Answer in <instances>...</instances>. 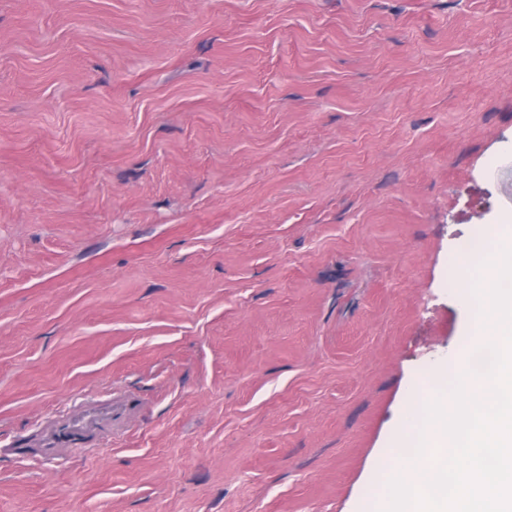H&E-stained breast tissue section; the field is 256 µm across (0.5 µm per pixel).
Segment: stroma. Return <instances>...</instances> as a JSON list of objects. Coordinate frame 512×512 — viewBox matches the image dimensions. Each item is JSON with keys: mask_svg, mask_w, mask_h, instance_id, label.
Masks as SVG:
<instances>
[{"mask_svg": "<svg viewBox=\"0 0 512 512\" xmlns=\"http://www.w3.org/2000/svg\"><path fill=\"white\" fill-rule=\"evenodd\" d=\"M510 206L512 0H0V512H385Z\"/></svg>", "mask_w": 512, "mask_h": 512, "instance_id": "35a3bbf8", "label": "stroma"}]
</instances>
